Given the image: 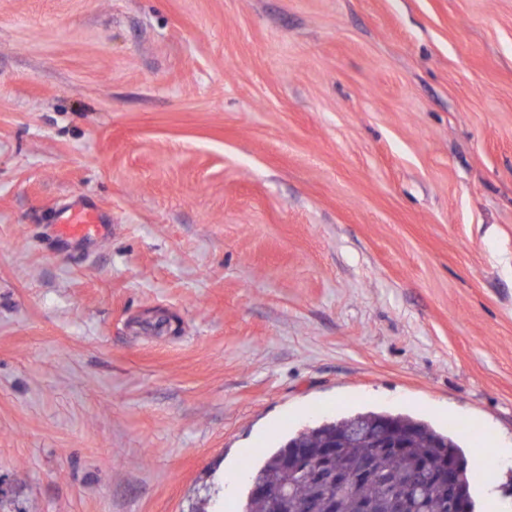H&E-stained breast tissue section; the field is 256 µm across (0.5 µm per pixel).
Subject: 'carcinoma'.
<instances>
[{"label":"carcinoma","mask_w":512,"mask_h":512,"mask_svg":"<svg viewBox=\"0 0 512 512\" xmlns=\"http://www.w3.org/2000/svg\"><path fill=\"white\" fill-rule=\"evenodd\" d=\"M387 421L393 434L407 438L408 448L401 453L380 451L365 437L352 438L347 431L355 424L369 426ZM342 440L336 466H357L364 459L374 461L372 474L338 490L309 481L301 468L285 467L284 457L294 448H322L335 440ZM448 455L459 463V473L452 485L432 482L420 464L431 456ZM250 479L246 502L241 512H270L267 499L253 486L275 487L285 491L288 512H301L304 502L318 499L336 504V512H358L362 501L378 504V512H395L393 496L407 488L423 500L424 512H448V502L463 499L470 512H475V501L467 476V460L455 435L454 424L435 428L428 422L412 416L386 411H355L338 419L325 420L289 437L279 447L260 452L258 463L249 465Z\"/></svg>","instance_id":"cac0c4a2"}]
</instances>
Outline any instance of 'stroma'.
<instances>
[{"label": "stroma", "instance_id": "35a3bbf8", "mask_svg": "<svg viewBox=\"0 0 512 512\" xmlns=\"http://www.w3.org/2000/svg\"><path fill=\"white\" fill-rule=\"evenodd\" d=\"M362 409L512 512V0H0V512H238ZM98 222V216L92 208L86 207L85 204H74L63 211L60 226L70 236L83 238L98 229Z\"/></svg>", "mask_w": 512, "mask_h": 512}]
</instances>
